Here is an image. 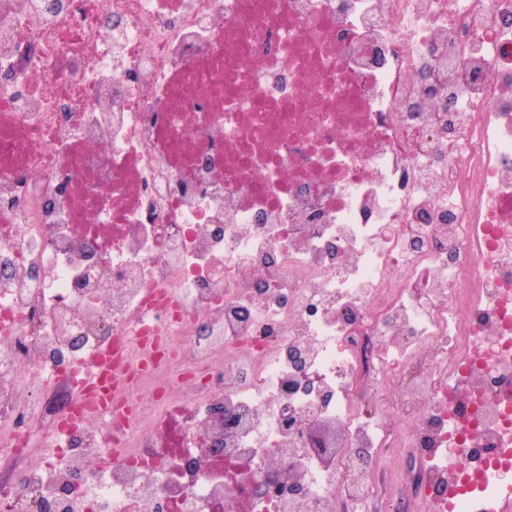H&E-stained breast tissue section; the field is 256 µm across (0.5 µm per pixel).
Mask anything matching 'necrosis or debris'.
<instances>
[{
	"label": "necrosis or debris",
	"instance_id": "4bbe7bcc",
	"mask_svg": "<svg viewBox=\"0 0 512 512\" xmlns=\"http://www.w3.org/2000/svg\"><path fill=\"white\" fill-rule=\"evenodd\" d=\"M401 453L512 487V0H0V512H364ZM339 431L330 425L313 424L307 432V442L312 448H318L324 459L330 460L340 448Z\"/></svg>",
	"mask_w": 512,
	"mask_h": 512
}]
</instances>
